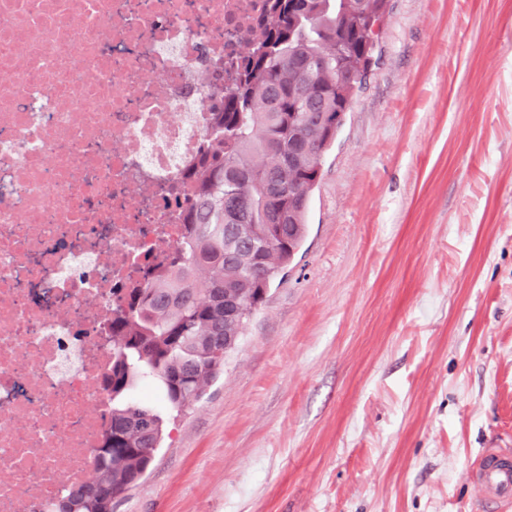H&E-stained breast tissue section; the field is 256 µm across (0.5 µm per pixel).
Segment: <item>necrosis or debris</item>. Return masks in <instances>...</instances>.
Segmentation results:
<instances>
[{"instance_id": "necrosis-or-debris-1", "label": "necrosis or debris", "mask_w": 512, "mask_h": 512, "mask_svg": "<svg viewBox=\"0 0 512 512\" xmlns=\"http://www.w3.org/2000/svg\"><path fill=\"white\" fill-rule=\"evenodd\" d=\"M265 0H0V512L84 485L104 334L183 233L184 175Z\"/></svg>"}]
</instances>
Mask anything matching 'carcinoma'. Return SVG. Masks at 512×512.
Segmentation results:
<instances>
[{
    "label": "carcinoma",
    "instance_id": "1",
    "mask_svg": "<svg viewBox=\"0 0 512 512\" xmlns=\"http://www.w3.org/2000/svg\"><path fill=\"white\" fill-rule=\"evenodd\" d=\"M386 0H272L261 40L235 61L220 124L207 135L188 229L167 275L134 288L112 321L105 377L111 426L98 474L43 512H112L163 435L161 416L128 399L158 377L181 412L215 379L247 319L301 247L321 161L371 64Z\"/></svg>",
    "mask_w": 512,
    "mask_h": 512
}]
</instances>
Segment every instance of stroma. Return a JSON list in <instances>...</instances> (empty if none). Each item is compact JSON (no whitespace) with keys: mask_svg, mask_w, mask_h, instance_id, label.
<instances>
[{"mask_svg":"<svg viewBox=\"0 0 512 512\" xmlns=\"http://www.w3.org/2000/svg\"><path fill=\"white\" fill-rule=\"evenodd\" d=\"M512 0H387L302 246L113 512H512ZM479 491L490 498L502 501L512 499V463L507 454L490 451L476 472Z\"/></svg>","mask_w":512,"mask_h":512,"instance_id":"35a3bbf8","label":"stroma"}]
</instances>
